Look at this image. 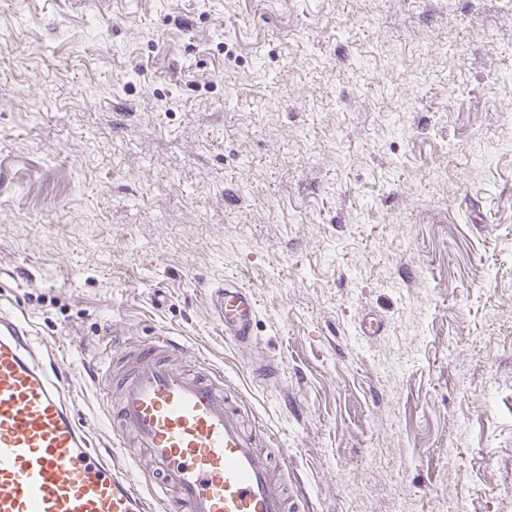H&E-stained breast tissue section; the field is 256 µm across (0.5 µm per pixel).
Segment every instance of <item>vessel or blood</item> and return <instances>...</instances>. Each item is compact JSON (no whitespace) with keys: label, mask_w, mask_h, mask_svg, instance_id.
<instances>
[{"label":"vessel or blood","mask_w":512,"mask_h":512,"mask_svg":"<svg viewBox=\"0 0 512 512\" xmlns=\"http://www.w3.org/2000/svg\"><path fill=\"white\" fill-rule=\"evenodd\" d=\"M210 302L225 340L251 348L255 293L228 279ZM28 351L27 329L0 314V512H300L304 487L246 432L223 371L167 332L113 350L105 377L114 447L142 449L149 475L162 478L143 493L88 448L64 376Z\"/></svg>","instance_id":"1"}]
</instances>
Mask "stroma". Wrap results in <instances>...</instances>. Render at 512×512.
<instances>
[{
    "label": "stroma",
    "instance_id": "35a3bbf8",
    "mask_svg": "<svg viewBox=\"0 0 512 512\" xmlns=\"http://www.w3.org/2000/svg\"><path fill=\"white\" fill-rule=\"evenodd\" d=\"M0 310L104 459L166 330L310 512H512V0H0ZM215 320L224 326V338L239 350L250 349L255 342L258 300L248 286L236 279L224 280L210 290Z\"/></svg>",
    "mask_w": 512,
    "mask_h": 512
}]
</instances>
